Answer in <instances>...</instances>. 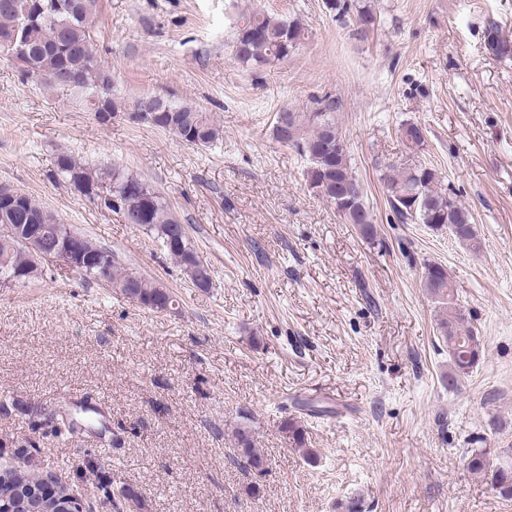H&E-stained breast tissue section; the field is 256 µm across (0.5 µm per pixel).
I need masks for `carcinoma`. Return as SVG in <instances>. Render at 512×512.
Instances as JSON below:
<instances>
[{"instance_id":"carcinoma-1","label":"carcinoma","mask_w":512,"mask_h":512,"mask_svg":"<svg viewBox=\"0 0 512 512\" xmlns=\"http://www.w3.org/2000/svg\"><path fill=\"white\" fill-rule=\"evenodd\" d=\"M11 6L0 3V57L14 59L11 36L23 31L28 42L29 69H21L22 76L35 85L70 91L81 96L88 111H93L91 96L101 94L111 113L138 108L150 119L146 125L163 129L179 138L181 133L193 136L187 144L206 147L222 137L223 130L211 113L196 106L168 104L161 95H145L126 103L112 94V80L103 76V63L98 58L91 35V18L97 9V0H80L81 17H73L66 8L68 0H38L43 10L26 17L29 0H8ZM336 17L349 18L362 26L376 21L371 5L366 0H335ZM305 39V30L294 21L278 19L256 12L242 18L236 29L233 52L235 59L245 65H267L288 58ZM487 50L499 58L505 54L493 44L509 43L503 35L500 21L489 16L484 24ZM335 102L330 100L317 112H297L285 107L280 115L292 130L291 144L309 161L306 181L310 188L328 203H336V196L345 192L353 195L354 209L366 214L374 224L373 211L367 201L363 184L355 176L344 138L334 116ZM53 176L72 186L77 192L101 206L133 218L136 226L156 235L171 257L182 267L189 281L197 288H208L203 281L200 266L203 261L189 242L179 233L177 220L162 195L138 176L123 168L94 169L69 151L59 152L54 160ZM440 180L436 169L420 166L409 170H394L384 176V190L390 209L403 224H424L431 230L452 227L454 239L472 249L479 248L475 224L469 209L454 193L438 188ZM22 203L9 211H0V228L7 224L51 225L58 229L62 239L80 245L93 254L112 257L109 276L120 287V293L151 311L167 308L175 310L178 301L162 283L128 271L112 251L92 242L88 237L62 224L56 216L37 200L26 194ZM30 268L26 247L12 234L0 231V283L9 282L17 271ZM424 286L443 308L437 323L442 343L448 349L450 368L445 379L448 388L458 385L478 363L482 354L480 337L468 325L464 311L454 294L450 276L440 265L425 266ZM252 419L246 415L243 423L234 428L232 437L236 448L235 460L246 469L263 471L264 461L255 448L250 427ZM96 470L99 488L112 504L113 512H143V499L132 489L112 490L113 473L97 460L89 461ZM469 468L476 473L496 478L494 487L505 496H512V464L493 466L489 451L478 450L468 458ZM0 484V507L11 512H30L23 506L29 491L42 492L33 479H24L14 471Z\"/></svg>"}]
</instances>
